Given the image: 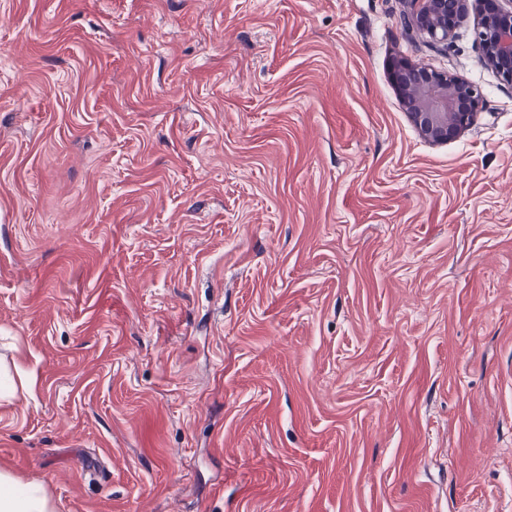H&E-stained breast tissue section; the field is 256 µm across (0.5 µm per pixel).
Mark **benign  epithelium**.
Masks as SVG:
<instances>
[{
    "instance_id": "7a95c632",
    "label": "benign epithelium",
    "mask_w": 512,
    "mask_h": 512,
    "mask_svg": "<svg viewBox=\"0 0 512 512\" xmlns=\"http://www.w3.org/2000/svg\"><path fill=\"white\" fill-rule=\"evenodd\" d=\"M406 2L407 28L426 32L434 45L443 47L463 19L468 0ZM474 34L485 64L512 85V0H484ZM394 80L420 136L432 143L455 137L484 106L478 87L420 62H403Z\"/></svg>"
}]
</instances>
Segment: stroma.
<instances>
[{
	"instance_id": "obj_1",
	"label": "stroma",
	"mask_w": 512,
	"mask_h": 512,
	"mask_svg": "<svg viewBox=\"0 0 512 512\" xmlns=\"http://www.w3.org/2000/svg\"><path fill=\"white\" fill-rule=\"evenodd\" d=\"M404 0H0V470L54 512H512V86ZM409 60L485 107L424 140Z\"/></svg>"
}]
</instances>
